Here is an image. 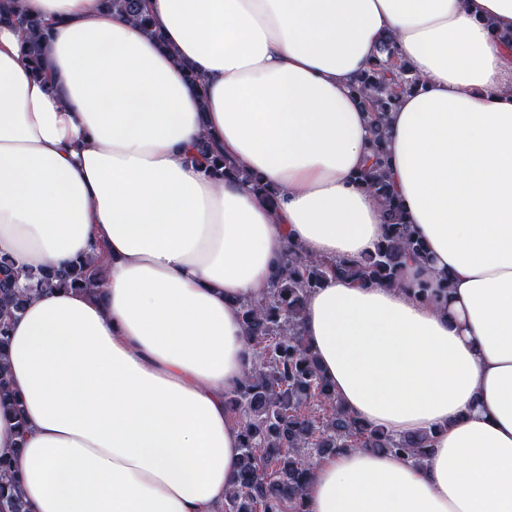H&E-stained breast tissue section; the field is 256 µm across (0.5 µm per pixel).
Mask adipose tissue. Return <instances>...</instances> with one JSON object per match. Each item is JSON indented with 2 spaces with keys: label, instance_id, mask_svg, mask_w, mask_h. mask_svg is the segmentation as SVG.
<instances>
[{
  "label": "adipose tissue",
  "instance_id": "ef3b65f1",
  "mask_svg": "<svg viewBox=\"0 0 512 512\" xmlns=\"http://www.w3.org/2000/svg\"><path fill=\"white\" fill-rule=\"evenodd\" d=\"M16 2L49 42L34 63L0 20V256L100 269L10 318L21 413L0 408V459L30 512L223 503L243 303L286 244L358 259L389 233L353 91L388 39L418 78L384 130L388 179L427 258L397 286L326 278L301 330L352 415L433 446L322 458L302 508L512 512V0H146L145 25L105 0ZM207 137L237 176L195 162Z\"/></svg>",
  "mask_w": 512,
  "mask_h": 512
}]
</instances>
